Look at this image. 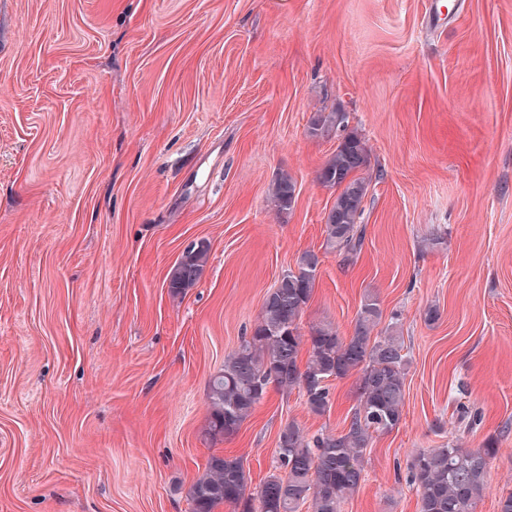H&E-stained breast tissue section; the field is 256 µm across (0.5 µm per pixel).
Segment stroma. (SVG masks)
I'll use <instances>...</instances> for the list:
<instances>
[{"label": "stroma", "mask_w": 512, "mask_h": 512, "mask_svg": "<svg viewBox=\"0 0 512 512\" xmlns=\"http://www.w3.org/2000/svg\"><path fill=\"white\" fill-rule=\"evenodd\" d=\"M0 0V512H192L211 454L253 484L277 432L337 433L269 389L210 442L208 381L281 274L318 254L302 330L398 316L403 420L342 512H416L418 451L498 440L477 512L512 492V0ZM341 110L369 180L359 261L322 247ZM296 198L278 210L279 174ZM441 244L420 249L422 239ZM210 244L197 284L167 277ZM439 318H425L429 307ZM480 411L481 423L462 418Z\"/></svg>", "instance_id": "35a3bbf8"}]
</instances>
